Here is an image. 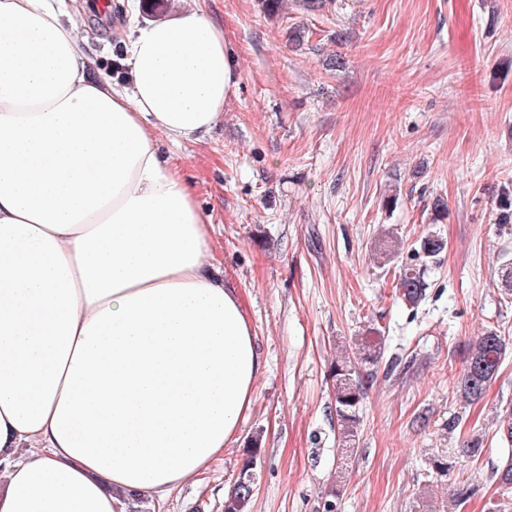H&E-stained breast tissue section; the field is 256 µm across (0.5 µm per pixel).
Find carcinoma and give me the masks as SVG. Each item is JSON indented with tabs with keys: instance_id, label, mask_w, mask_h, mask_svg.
<instances>
[{
	"instance_id": "cac0c4a2",
	"label": "carcinoma",
	"mask_w": 512,
	"mask_h": 512,
	"mask_svg": "<svg viewBox=\"0 0 512 512\" xmlns=\"http://www.w3.org/2000/svg\"><path fill=\"white\" fill-rule=\"evenodd\" d=\"M399 288L405 303L416 306L426 296V284L421 269L409 265L400 273ZM505 337L494 329L485 331L470 344L463 355V371L457 382L460 397L473 403L482 398L500 370L506 354ZM357 357L344 351L331 367L335 384V415L339 446L345 452L355 450L357 424L362 402V391L355 379ZM246 462L234 482L231 494L224 502V512H244L255 488V468L260 459L259 438L250 440L246 448Z\"/></svg>"
}]
</instances>
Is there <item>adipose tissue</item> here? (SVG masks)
<instances>
[{"instance_id":"1","label":"adipose tissue","mask_w":512,"mask_h":512,"mask_svg":"<svg viewBox=\"0 0 512 512\" xmlns=\"http://www.w3.org/2000/svg\"><path fill=\"white\" fill-rule=\"evenodd\" d=\"M183 2L134 28L120 86L59 0H0V512L161 502L252 407V325L161 146L204 138L238 85Z\"/></svg>"}]
</instances>
